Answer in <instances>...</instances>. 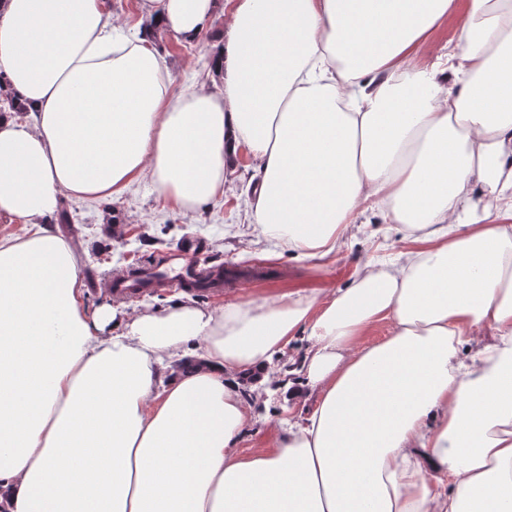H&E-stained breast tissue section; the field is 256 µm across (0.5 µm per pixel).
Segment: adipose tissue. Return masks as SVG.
Wrapping results in <instances>:
<instances>
[{"instance_id":"1","label":"adipose tissue","mask_w":512,"mask_h":512,"mask_svg":"<svg viewBox=\"0 0 512 512\" xmlns=\"http://www.w3.org/2000/svg\"><path fill=\"white\" fill-rule=\"evenodd\" d=\"M140 9L153 28L125 35L104 0H0V91L28 114H0L21 224L0 238V512H512V0ZM220 9L221 92L174 91L158 40ZM451 15L456 48L416 64ZM243 146L266 239L324 258L365 206L415 250L323 298L91 306L61 200L148 178L190 211ZM271 385L294 420L244 451L243 390Z\"/></svg>"}]
</instances>
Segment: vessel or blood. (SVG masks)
I'll return each instance as SVG.
<instances>
[{
	"label": "vessel or blood",
	"mask_w": 512,
	"mask_h": 512,
	"mask_svg": "<svg viewBox=\"0 0 512 512\" xmlns=\"http://www.w3.org/2000/svg\"><path fill=\"white\" fill-rule=\"evenodd\" d=\"M203 247L197 242L184 243L179 253L184 259L181 267H167L156 264L149 267L134 268L123 278L111 284L113 292L123 298H132L150 287H205L212 288L213 283L205 277V268L198 258Z\"/></svg>",
	"instance_id": "vessel-or-blood-1"
}]
</instances>
